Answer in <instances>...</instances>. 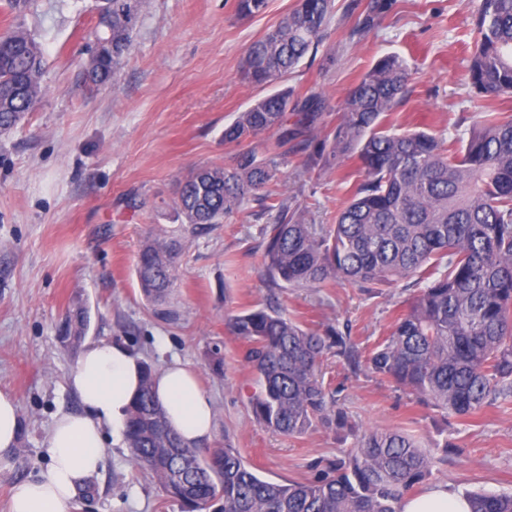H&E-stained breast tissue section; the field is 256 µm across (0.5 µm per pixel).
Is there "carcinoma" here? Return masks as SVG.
Masks as SVG:
<instances>
[{
    "label": "carcinoma",
    "mask_w": 512,
    "mask_h": 512,
    "mask_svg": "<svg viewBox=\"0 0 512 512\" xmlns=\"http://www.w3.org/2000/svg\"><path fill=\"white\" fill-rule=\"evenodd\" d=\"M139 0H97L93 42L112 36V56L90 58L95 84L109 81L129 49ZM387 4L373 0L361 23L368 31ZM332 0H297L274 29L246 51L244 80L264 87L296 68L317 47L331 20ZM477 41L468 84L479 98L512 96V0H480ZM42 50L22 25L0 34V132L17 125L42 91ZM404 58H379L346 95L328 154L309 166L338 169L355 156L363 180L333 224H305L287 200L265 228L262 267L268 287L319 288L342 280L378 288L414 280L417 294L387 338L366 356L389 377L436 409L460 417L512 397V114L487 112L467 139L425 130L397 131L393 107L407 93ZM323 100L300 102L282 89L260 97L224 128L239 143L270 131L286 142L312 132ZM275 153H240L231 168L205 166L182 184L176 209L191 232L224 223V214L279 171ZM182 257L180 240L148 236L135 265L145 298L165 307ZM229 331L246 343L253 372L249 405L264 427L301 437L312 428L344 426L345 413L319 379L329 353L359 363L349 336L329 326L325 335L302 328L272 307L232 313ZM85 335L74 310L61 340L77 347ZM155 369L143 366L140 390L124 421L132 460L157 479L182 512H203L216 499L222 512H401L437 458L399 430L370 431L347 458L311 480H264L238 449L218 439L190 448L168 423L154 390ZM470 512H512V492L469 494Z\"/></svg>",
    "instance_id": "cac0c4a2"
}]
</instances>
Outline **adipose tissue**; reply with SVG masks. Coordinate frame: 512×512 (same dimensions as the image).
<instances>
[{"label": "adipose tissue", "mask_w": 512, "mask_h": 512, "mask_svg": "<svg viewBox=\"0 0 512 512\" xmlns=\"http://www.w3.org/2000/svg\"><path fill=\"white\" fill-rule=\"evenodd\" d=\"M140 380L141 358L122 344L102 341L83 349L71 383L84 410L57 416L48 437L49 462L15 487L10 512H68L77 485L103 464L105 426L124 421ZM155 393L187 446L211 440L213 401L192 369L172 361L156 373ZM402 512H470V505L448 486L437 485L407 497Z\"/></svg>", "instance_id": "ef3b65f1"}]
</instances>
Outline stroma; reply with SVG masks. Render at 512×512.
<instances>
[{
  "mask_svg": "<svg viewBox=\"0 0 512 512\" xmlns=\"http://www.w3.org/2000/svg\"><path fill=\"white\" fill-rule=\"evenodd\" d=\"M368 2L334 0L322 44L275 84L301 100L322 94L321 127H335L349 89L387 54L412 72L392 115L396 127L448 137L468 133L485 113H512V98L485 100L468 86L473 0H387L381 21L364 33ZM295 3L267 0L262 12L244 16L237 0H141L129 52L114 78L96 85L85 72L95 0H27L21 13L0 0V30L21 23L40 43L44 87L34 110L0 132V389L15 396L21 416L17 447L0 453V512H9L13 487L47 464L57 414L83 410L69 384L79 353L59 340L76 308L88 314L85 343L115 341L155 368L175 357L192 368L214 400L215 437L229 436L264 479L313 478L314 463L344 458L361 433L394 429L439 457L426 487L512 491V399L469 419L447 418L367 364L331 354L320 375L347 428L319 426L297 438L254 422L252 372L243 342L225 327L228 314L270 303L309 330L349 328L365 354L415 293L403 281L269 290L262 230L276 213L256 194L223 223L184 236L169 299L174 319L160 317L138 286L141 244L178 228L181 181L197 167H231L247 150L280 153V173L266 190L308 224L333 223L362 180L354 160L331 171L307 167L313 144L281 145L273 132L224 140L225 127L264 94L242 77L246 49ZM104 454L95 494L73 499L69 512H181L135 468L123 431L107 435Z\"/></svg>",
  "mask_w": 512,
  "mask_h": 512,
  "instance_id": "1",
  "label": "stroma"
}]
</instances>
